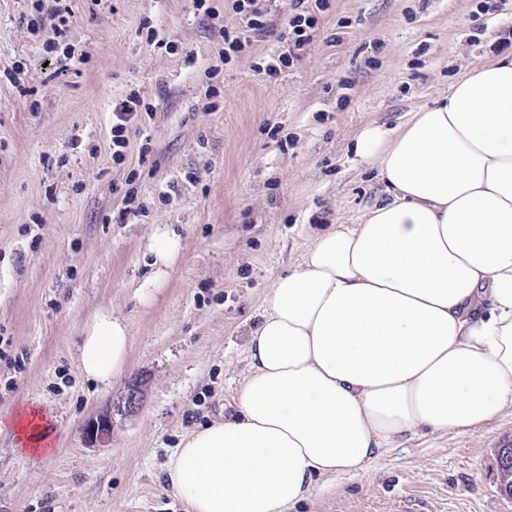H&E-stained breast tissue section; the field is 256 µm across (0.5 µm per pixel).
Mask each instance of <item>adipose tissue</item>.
<instances>
[{
  "instance_id": "1",
  "label": "adipose tissue",
  "mask_w": 512,
  "mask_h": 512,
  "mask_svg": "<svg viewBox=\"0 0 512 512\" xmlns=\"http://www.w3.org/2000/svg\"><path fill=\"white\" fill-rule=\"evenodd\" d=\"M355 152L387 199L318 231L273 283L227 415L183 432L169 459L187 512H285L317 480L369 476L405 442L512 409V53L398 128L366 125ZM180 251L175 232L153 237L143 302ZM131 346L126 319L98 310L77 344L83 377L110 382ZM11 425L32 454L53 443L43 409Z\"/></svg>"
}]
</instances>
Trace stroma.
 <instances>
[{
	"instance_id": "stroma-1",
	"label": "stroma",
	"mask_w": 512,
	"mask_h": 512,
	"mask_svg": "<svg viewBox=\"0 0 512 512\" xmlns=\"http://www.w3.org/2000/svg\"><path fill=\"white\" fill-rule=\"evenodd\" d=\"M72 14L60 61L31 30L33 0H0V418L51 408L56 440L30 455L0 429V512H186L164 471L183 431L221 417L247 366L249 320L312 236L357 223L384 194L354 153L358 132L432 105L474 64L512 50V0H329L313 39L275 77L276 24L224 60L232 0H43ZM481 15L474 23L473 15ZM170 49L150 44V33ZM148 109L112 158V108ZM182 255L151 303L145 248ZM127 318L130 365L87 382L86 319ZM141 380V410L105 442L86 424ZM512 410L482 430L394 449L368 477L318 481L292 512H512L497 450Z\"/></svg>"
}]
</instances>
